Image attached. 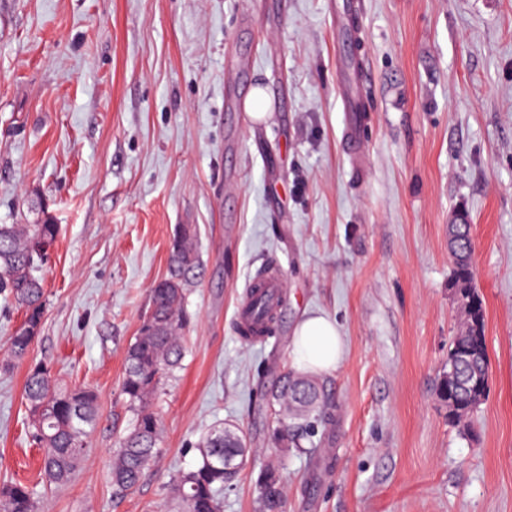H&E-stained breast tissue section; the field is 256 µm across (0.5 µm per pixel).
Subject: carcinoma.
Masks as SVG:
<instances>
[{
	"mask_svg": "<svg viewBox=\"0 0 512 512\" xmlns=\"http://www.w3.org/2000/svg\"><path fill=\"white\" fill-rule=\"evenodd\" d=\"M471 230L465 211L459 213L458 223L448 227L451 287L469 289L472 299L469 321H460L448 347L453 376L440 379L437 388L438 398L448 403V423L455 427L470 421L490 390L486 312L475 286ZM59 234V226L47 214L34 224H0V293L23 310L27 325L9 337L7 358L0 361L3 368L24 361L40 332L45 310L43 271L49 255L34 244L50 248ZM201 270L197 234L186 226L172 240L167 274L152 288L150 308L126 350L121 395L133 419L112 464V488L117 495L139 485L158 453L160 424L152 401L164 381L181 368L189 324L186 291ZM24 397L32 438L42 450L44 474L50 482L62 484L85 456L86 437L99 418L97 396L88 388L61 385L48 366L32 363ZM270 399L279 407L273 438L286 445L314 427L329 393L317 378L287 372ZM196 448L197 465L173 480L170 493L183 512H220L219 491L247 463V437L240 429L216 425L201 436ZM259 488L263 512H282L285 494L276 470L261 474ZM0 512H38L32 490L16 483L1 487Z\"/></svg>",
	"mask_w": 512,
	"mask_h": 512,
	"instance_id": "cac0c4a2",
	"label": "carcinoma"
}]
</instances>
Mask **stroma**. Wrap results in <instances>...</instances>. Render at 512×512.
<instances>
[{
  "mask_svg": "<svg viewBox=\"0 0 512 512\" xmlns=\"http://www.w3.org/2000/svg\"><path fill=\"white\" fill-rule=\"evenodd\" d=\"M343 59L370 73L359 164ZM255 88L260 124L236 110ZM462 207L492 366L470 436L436 395ZM42 208L61 234L41 332L0 371V485L33 489L40 512H172L219 422L251 448L222 512H260L271 466L283 512H512V0H0V224ZM183 224L203 262L183 367L154 400L160 454L118 496L125 352ZM271 264L278 321L249 343L237 308ZM307 312L337 322L344 354L322 422L284 448L264 394ZM32 361L98 395L86 456L54 487L25 426Z\"/></svg>",
  "mask_w": 512,
  "mask_h": 512,
  "instance_id": "1",
  "label": "stroma"
}]
</instances>
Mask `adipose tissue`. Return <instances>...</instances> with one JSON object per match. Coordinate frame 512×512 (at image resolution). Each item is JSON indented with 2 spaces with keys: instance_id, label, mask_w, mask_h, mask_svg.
Masks as SVG:
<instances>
[{
  "instance_id": "ef3b65f1",
  "label": "adipose tissue",
  "mask_w": 512,
  "mask_h": 512,
  "mask_svg": "<svg viewBox=\"0 0 512 512\" xmlns=\"http://www.w3.org/2000/svg\"><path fill=\"white\" fill-rule=\"evenodd\" d=\"M343 356V342L334 320L310 312L295 330L292 357L303 372L319 374L337 369Z\"/></svg>"
}]
</instances>
